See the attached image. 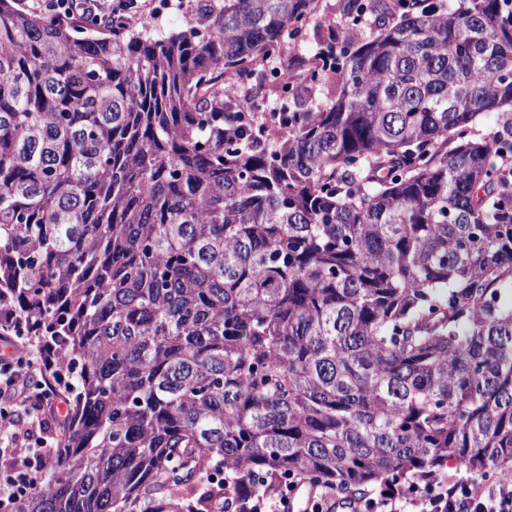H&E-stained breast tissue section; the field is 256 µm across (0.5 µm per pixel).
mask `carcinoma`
Segmentation results:
<instances>
[{
    "label": "carcinoma",
    "mask_w": 512,
    "mask_h": 512,
    "mask_svg": "<svg viewBox=\"0 0 512 512\" xmlns=\"http://www.w3.org/2000/svg\"><path fill=\"white\" fill-rule=\"evenodd\" d=\"M337 2L310 74L330 105L226 139L224 81L314 0L84 38L0 0V334L76 377L16 512L512 472V24L503 0ZM486 112L500 129L467 139Z\"/></svg>",
    "instance_id": "1"
}]
</instances>
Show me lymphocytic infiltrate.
Returning a JSON list of instances; mask_svg holds the SVG:
<instances>
[{"instance_id":"f902f5d3","label":"lymphocytic infiltrate","mask_w":512,"mask_h":512,"mask_svg":"<svg viewBox=\"0 0 512 512\" xmlns=\"http://www.w3.org/2000/svg\"><path fill=\"white\" fill-rule=\"evenodd\" d=\"M25 7L59 24L74 21L111 27L113 21L133 22L151 15L152 0H24ZM67 366L56 347L20 349L0 359V444L12 454L0 468V512L38 490L49 463L58 455L56 441L37 436L42 420L37 411L56 405L54 373ZM357 512H512V480L480 481L454 474L422 477L404 485L388 484L359 498Z\"/></svg>"}]
</instances>
